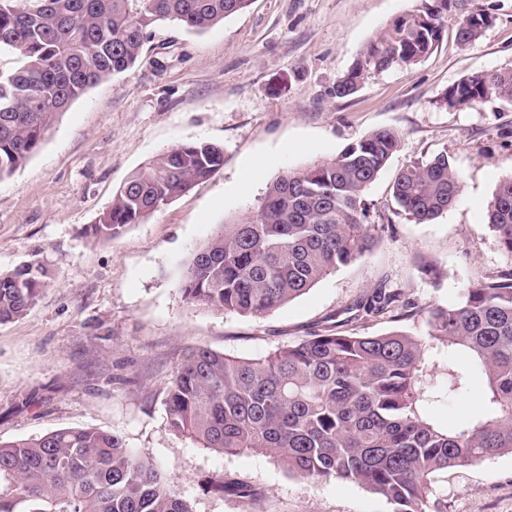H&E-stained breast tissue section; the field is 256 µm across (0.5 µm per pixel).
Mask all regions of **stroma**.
Listing matches in <instances>:
<instances>
[{"label": "stroma", "instance_id": "obj_1", "mask_svg": "<svg viewBox=\"0 0 512 512\" xmlns=\"http://www.w3.org/2000/svg\"><path fill=\"white\" fill-rule=\"evenodd\" d=\"M494 16L473 45L442 40L417 65L371 75L352 97L330 91L362 48L422 0H251L202 33L155 25L135 66L89 89L62 113L37 151L0 177V271L41 263L49 279L26 315L0 324V440L97 427L165 470L192 512H394L362 485L298 477L259 452L218 454L172 431L166 391L187 347L258 358L336 322L380 335H426L421 314L348 321L367 290L405 292L415 306H452L492 273L512 269L485 219L512 174V103L448 107L441 97L480 70H512V0H478ZM379 128L400 147L365 192L378 243L361 260L260 318L192 305L183 268L219 224L258 209L288 171L336 157ZM182 142L224 150L223 166L112 240L92 227L115 190ZM447 152L463 179L456 204L417 224L395 204L397 172ZM436 262L439 280L418 268ZM483 383L429 413L464 428L483 409ZM262 486L249 502L208 493L210 480ZM448 512H512V454L435 478Z\"/></svg>", "mask_w": 512, "mask_h": 512}]
</instances>
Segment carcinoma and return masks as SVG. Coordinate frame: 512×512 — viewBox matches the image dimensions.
Segmentation results:
<instances>
[{
	"instance_id": "obj_1",
	"label": "carcinoma",
	"mask_w": 512,
	"mask_h": 512,
	"mask_svg": "<svg viewBox=\"0 0 512 512\" xmlns=\"http://www.w3.org/2000/svg\"><path fill=\"white\" fill-rule=\"evenodd\" d=\"M249 0H0V48L18 65L0 71V177L29 159L73 101L134 66L153 26L173 21L204 32L244 10ZM463 9L460 46L493 23L484 7ZM448 0H432L374 36L336 80L346 98L373 74L418 64L443 33ZM512 102V70L477 71L448 87L441 103ZM400 145L379 129L334 158L289 171L270 184L253 213L218 226L181 277L197 305L260 318L307 293L369 253L377 237L364 192ZM224 163L222 148L181 143L134 171L93 225L104 240L191 191ZM397 206L427 224L458 200L462 178L446 153L403 167L392 185ZM487 227L512 254V175L487 210ZM47 271L23 265L0 272V323L23 316ZM409 306L398 289L378 287L357 299L354 317H383ZM429 336L448 348L436 381L421 339L402 331L361 335L325 327L259 359L189 348L166 399L170 428L219 454L261 451L307 480L334 478L383 496L394 512H447L435 496L440 471L512 453V271L468 289L454 307L421 310ZM483 379L484 409L464 429L444 428L427 412L438 394L467 391ZM211 490L255 500L261 489L231 479ZM0 512H191L171 477L132 453L122 437L69 428L0 441Z\"/></svg>"
}]
</instances>
